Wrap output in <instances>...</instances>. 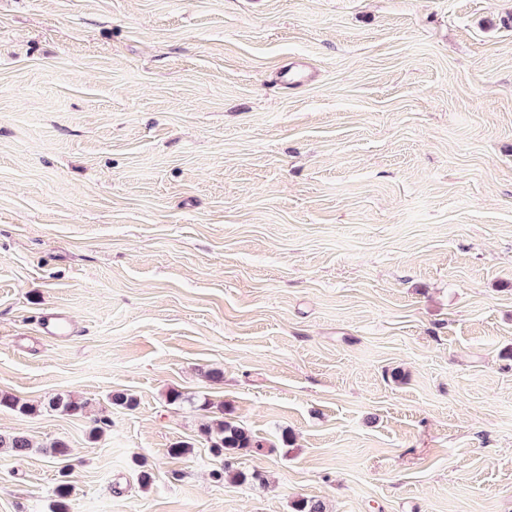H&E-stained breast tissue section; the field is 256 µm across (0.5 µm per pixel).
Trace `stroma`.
I'll use <instances>...</instances> for the list:
<instances>
[{
  "instance_id": "1",
  "label": "stroma",
  "mask_w": 512,
  "mask_h": 512,
  "mask_svg": "<svg viewBox=\"0 0 512 512\" xmlns=\"http://www.w3.org/2000/svg\"><path fill=\"white\" fill-rule=\"evenodd\" d=\"M0 394V512H512V0H0ZM279 80L286 87H302L313 82V74L306 64L293 63L280 68ZM39 331L41 336L53 340H68L75 336L72 319L62 310L44 315L39 324ZM202 433L210 440L211 451L217 456L227 458L224 463V476L232 481L246 482L247 475L244 472L230 470L229 459L243 452L260 451L263 448L260 441L256 440L246 428L226 418L212 420L202 429Z\"/></svg>"
}]
</instances>
